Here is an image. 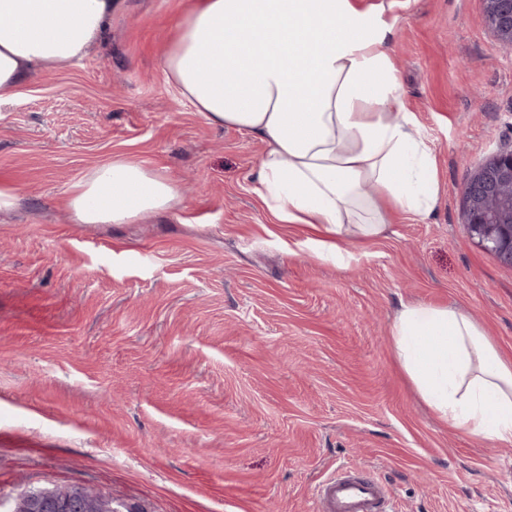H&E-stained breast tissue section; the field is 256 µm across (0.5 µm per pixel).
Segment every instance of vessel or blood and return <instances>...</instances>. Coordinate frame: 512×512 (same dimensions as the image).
I'll return each mask as SVG.
<instances>
[{"instance_id": "1", "label": "vessel or blood", "mask_w": 512, "mask_h": 512, "mask_svg": "<svg viewBox=\"0 0 512 512\" xmlns=\"http://www.w3.org/2000/svg\"><path fill=\"white\" fill-rule=\"evenodd\" d=\"M387 485L367 468L348 467L321 481L314 512H391Z\"/></svg>"}]
</instances>
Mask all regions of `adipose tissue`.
<instances>
[{
    "instance_id": "1",
    "label": "adipose tissue",
    "mask_w": 512,
    "mask_h": 512,
    "mask_svg": "<svg viewBox=\"0 0 512 512\" xmlns=\"http://www.w3.org/2000/svg\"><path fill=\"white\" fill-rule=\"evenodd\" d=\"M114 0H0V102L37 68L80 59ZM391 9L353 0H188L166 49L168 79L217 126L265 145L256 191L314 253L346 264L341 238L382 236L396 212L427 218L435 159L405 110L391 58ZM174 182L117 157L75 183L77 224H130L170 210ZM423 403L449 428L512 443V358L460 310L401 304L390 331Z\"/></svg>"
}]
</instances>
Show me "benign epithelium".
I'll return each mask as SVG.
<instances>
[{"label":"benign epithelium","instance_id":"7a95c632","mask_svg":"<svg viewBox=\"0 0 512 512\" xmlns=\"http://www.w3.org/2000/svg\"><path fill=\"white\" fill-rule=\"evenodd\" d=\"M485 18L501 45L512 50V0H484ZM468 234L500 263L512 267V148L483 161L463 186ZM82 512H106L107 498L82 486L65 491ZM59 491L42 489L20 495L11 512H49Z\"/></svg>","mask_w":512,"mask_h":512}]
</instances>
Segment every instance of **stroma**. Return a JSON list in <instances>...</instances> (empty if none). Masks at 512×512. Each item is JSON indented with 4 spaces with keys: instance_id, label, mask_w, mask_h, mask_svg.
I'll use <instances>...</instances> for the list:
<instances>
[{
    "instance_id": "35a3bbf8",
    "label": "stroma",
    "mask_w": 512,
    "mask_h": 512,
    "mask_svg": "<svg viewBox=\"0 0 512 512\" xmlns=\"http://www.w3.org/2000/svg\"><path fill=\"white\" fill-rule=\"evenodd\" d=\"M179 0H115L88 55L0 104V512L81 485L140 512H312L369 467L396 512H512V444L448 428L400 368L401 304L456 307L512 353V268L476 246L463 184L512 146V51L483 0H408L393 49L435 157L429 218L349 238L346 267L256 193L264 145L210 124L162 68ZM116 157L175 208L75 224L70 186Z\"/></svg>"
}]
</instances>
